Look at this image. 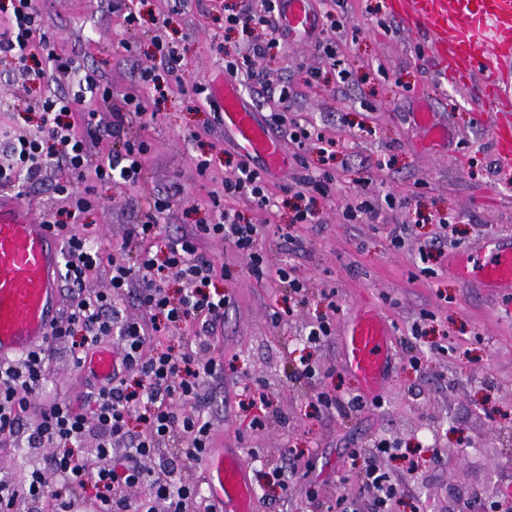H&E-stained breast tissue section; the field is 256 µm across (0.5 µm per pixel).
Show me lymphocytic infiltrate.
<instances>
[{
	"mask_svg": "<svg viewBox=\"0 0 512 512\" xmlns=\"http://www.w3.org/2000/svg\"><path fill=\"white\" fill-rule=\"evenodd\" d=\"M278 0H265L262 12L248 9L224 16L230 28L267 32L268 37L252 48L250 58L225 62L227 73L256 84L261 73L254 60L277 46L281 33L276 23ZM11 13L0 26V56L11 57L15 66L32 80L46 79L38 59L53 62L57 72L70 75L78 84L74 96L47 95L39 105L40 124L34 136L0 141V186H16L35 179L51 164L62 165L66 175L53 185L56 195L69 199L67 221L50 219L62 242L63 280L80 289L87 278L101 267L111 271L106 288L77 296L66 316L57 319L50 341L29 351L17 361L0 363V444L16 442L23 420L50 373L56 354L55 340L70 338L75 366H83L90 352L114 341L119 364L112 377L89 385L77 400H51L42 409V422L32 441L47 448L44 467L27 472L22 478L0 476V512H13L19 497L38 504V512H76L86 489H94L97 512H187L188 504L204 498L203 480L192 470L211 448V424L196 406L204 378L222 375L223 364L210 354V339L224 324L228 300L211 290L216 277L212 260L200 249L204 238L224 239L246 259L256 278L273 274L288 284L296 296H304V285L291 279L287 268H272L258 241L265 233L261 224H243L237 215L212 202L193 234L163 240L164 256L147 250V242L161 238L160 218L176 203L177 193L154 197L141 223L132 225L130 235L145 245L131 260L110 254L97 245L82 216L91 206L96 185L139 183L147 144L136 136L125 138L97 163H90L92 145L119 133L131 122H154L156 111L143 98L144 89L158 85L152 69L141 70L135 89L113 103L111 87L101 86L94 72L85 70L72 58L54 53L42 25L35 0H10ZM112 107V122L98 120V107ZM79 114V123L69 115ZM224 196L247 199L266 209L272 201L265 177L247 160H239L235 177L226 179ZM179 275L185 286L178 297H171L167 284ZM136 287L142 310L134 316L121 309L119 302L129 287ZM199 325L201 339L183 345L180 351L161 347L162 339L181 326ZM136 383H129L130 374ZM98 443L102 465L83 461L79 449L86 439ZM126 442L123 459L108 464L114 443ZM168 445L173 455L185 457L190 467L183 474L161 482L153 477L164 461L157 450ZM386 441L376 443L372 453L362 454L359 478L363 490L373 496L375 512H386L397 488L388 473L375 463L376 456L391 453Z\"/></svg>",
	"mask_w": 512,
	"mask_h": 512,
	"instance_id": "1",
	"label": "lymphocytic infiltrate"
}]
</instances>
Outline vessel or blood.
<instances>
[{
  "label": "vessel or blood",
  "instance_id": "vessel-or-blood-1",
  "mask_svg": "<svg viewBox=\"0 0 512 512\" xmlns=\"http://www.w3.org/2000/svg\"><path fill=\"white\" fill-rule=\"evenodd\" d=\"M281 20L290 35L311 38L316 17L311 0H279ZM393 10L409 26L421 28L450 56L456 79L485 80L486 98H494L503 78V61L512 59V0H394ZM224 114V127L246 159L262 158L267 169L282 170L286 158L248 108L237 80L227 74L212 83ZM451 267L464 282L512 288V247L485 239L455 255ZM62 260L49 225L33 220L14 198H0V359H15L42 346L58 316ZM390 332L372 309L359 311L343 331L344 357L364 395L384 388L391 358ZM209 500L223 512H253L254 492L235 455H214L205 469Z\"/></svg>",
  "mask_w": 512,
  "mask_h": 512
}]
</instances>
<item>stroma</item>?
<instances>
[{
	"label": "stroma",
	"instance_id": "1",
	"mask_svg": "<svg viewBox=\"0 0 512 512\" xmlns=\"http://www.w3.org/2000/svg\"><path fill=\"white\" fill-rule=\"evenodd\" d=\"M111 0H37L56 50L94 71L120 96L142 69L162 70L157 41L178 47L186 82L209 84L228 57L247 55L265 33L229 31L225 5L263 11V0H134L139 24L127 29ZM318 15L346 17L344 29L320 25L314 40L288 38L257 60L266 93L241 90L271 136L288 156L285 174H267L271 209L230 198L224 208L247 224H265L261 246L272 263L287 266L307 286L306 303L295 306L278 279L249 274L247 261L223 240L208 241L207 255L223 276L216 287L230 299L224 327L214 340L222 354L221 378L199 390L212 424L213 445L234 448L254 490V512H322L338 495L371 512V496L359 491L351 452L377 439L396 445L376 463L401 489L388 512H469L472 496L502 503L512 485V291L470 286L452 272L448 259L488 236L512 240V160L500 158L492 140L495 124L512 125V85L498 103L484 99V81L442 78L443 61L421 30L407 26L390 0H314ZM320 75L306 85L308 72ZM294 91L288 105L282 87ZM68 78L30 85L0 63V129L35 133L38 101L48 92L69 93ZM446 124L448 137L429 144L414 115L420 103ZM154 109L157 119L142 129L149 151L135 187L100 185L84 214L100 241L115 254L132 256L141 243L127 239L128 225L142 216L145 195L181 188L162 225L165 235L190 230L211 206V193L232 177L238 151L209 104L171 88ZM336 143L322 165L314 140L292 142L274 124L280 111ZM207 158V174L197 164ZM327 172L331 189L315 196L311 224L292 221L304 187L303 173ZM57 166L26 185L21 199L34 220L63 214L69 204L54 194ZM365 196L373 216L348 219V206ZM454 224H439L443 214ZM402 226L400 245L389 232ZM335 291L341 309L330 313L325 292ZM371 302L390 328L395 360L380 396L364 398L360 410L321 406L317 395L360 392L343 362L341 334L358 306ZM328 317L332 334L315 347L311 323ZM67 340L56 343L46 382L49 397L72 400L93 377L75 368ZM318 374L297 379L300 357ZM264 391L266 404L253 403ZM289 474L280 489L268 480L273 469Z\"/></svg>",
	"mask_w": 512,
	"mask_h": 512
}]
</instances>
